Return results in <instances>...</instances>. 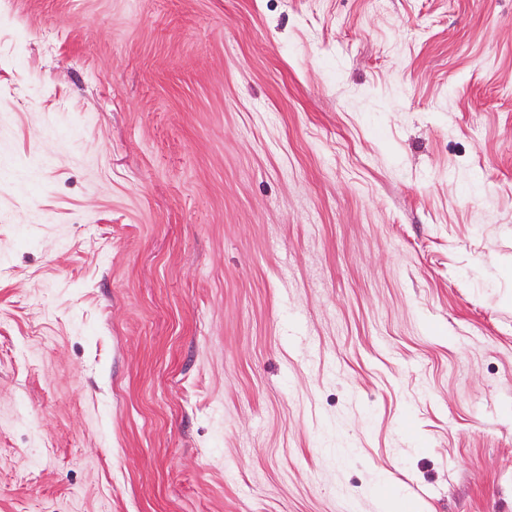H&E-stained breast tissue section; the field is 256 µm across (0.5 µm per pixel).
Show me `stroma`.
Wrapping results in <instances>:
<instances>
[{"instance_id":"obj_1","label":"stroma","mask_w":512,"mask_h":512,"mask_svg":"<svg viewBox=\"0 0 512 512\" xmlns=\"http://www.w3.org/2000/svg\"><path fill=\"white\" fill-rule=\"evenodd\" d=\"M512 512V0H0V512Z\"/></svg>"}]
</instances>
